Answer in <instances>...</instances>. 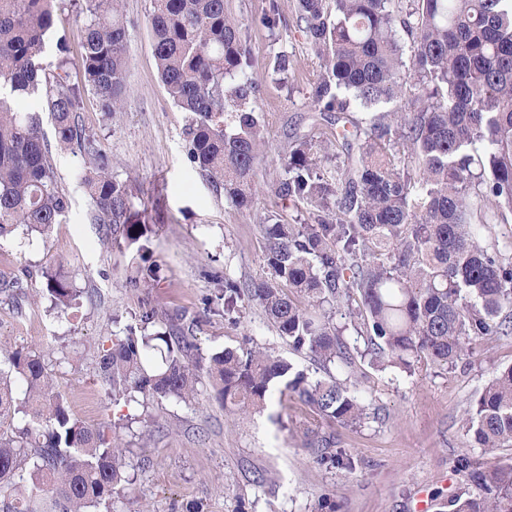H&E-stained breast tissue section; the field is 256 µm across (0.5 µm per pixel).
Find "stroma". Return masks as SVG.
I'll list each match as a JSON object with an SVG mask.
<instances>
[{"instance_id": "1", "label": "stroma", "mask_w": 512, "mask_h": 512, "mask_svg": "<svg viewBox=\"0 0 512 512\" xmlns=\"http://www.w3.org/2000/svg\"><path fill=\"white\" fill-rule=\"evenodd\" d=\"M228 3L246 28L252 56L247 75L260 84L254 105L265 116L268 156L256 170L253 206L237 209L188 160L185 115L158 75L152 0H123L131 23L123 109L101 112L89 93L79 123L107 156L112 175L132 185L134 211L153 225L149 247L160 280L151 288L129 286L138 253L112 245L105 228L91 223L81 183L86 158L57 146L52 122L43 118L42 134L70 207L48 239L20 230L0 238V271L20 277L27 292L19 308L0 298V343L40 351L75 418L120 426L128 480L113 493L111 512H188L192 506L199 512H315L324 500L336 512H417L421 501L428 512H439L442 503L470 488L457 460L481 451L463 418L495 369L512 363V335L472 342L449 368L422 359L407 374L359 363L356 391L371 395L379 410L359 426L329 423L294 395L276 394L264 411L228 417L205 380L196 404L165 399L145 407L113 400L95 374L99 344L133 324L146 302L165 323L195 336L201 357L256 345L291 356L310 375L319 373L311 359L290 355L256 305L243 304L229 315L205 305L217 278L243 286L267 277L261 218L310 223L305 207L275 194L289 143L305 136L324 145L336 136L335 123L320 119L312 104L321 60L298 18L297 0ZM273 12L280 23L271 29L264 18ZM281 52L290 59L284 76L273 70ZM55 258L82 291L79 304L62 316L40 296V271ZM308 431L333 434L353 468L317 464L304 446Z\"/></svg>"}]
</instances>
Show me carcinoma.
<instances>
[{
  "label": "carcinoma",
  "instance_id": "cac0c4a2",
  "mask_svg": "<svg viewBox=\"0 0 512 512\" xmlns=\"http://www.w3.org/2000/svg\"><path fill=\"white\" fill-rule=\"evenodd\" d=\"M58 2L0 0V237L20 227L47 237L70 206L39 113L15 107L39 96L57 143L88 158L91 222L106 227L112 243L136 247L143 264L130 284L149 287L160 271L148 256L153 228L77 121L87 91L103 112L122 107L128 24L121 0H83L80 85L68 72L71 46ZM152 4L154 56L166 93L187 116V157L215 190L247 209L265 140L264 116L251 105L257 84L235 81L251 67L243 23L227 0ZM298 13L322 61L313 105L344 122L336 144L302 137L282 163L277 196L305 205L314 223L266 217L259 229L269 277L245 287L226 280L206 305L222 301L229 314L244 296L256 302L289 349L308 355L326 377L312 378L259 347L215 353L207 373L229 416L263 410L278 388L333 424L361 425L378 408L351 394L331 368L368 357L411 374L422 356L452 367L471 341L512 335V255L493 239L512 217V0H298ZM399 28L411 40L408 60ZM50 40L53 69L44 63ZM412 77L419 89L410 111L376 112L365 127L350 118L351 105L391 102ZM399 144L415 156L414 171L396 163ZM341 153L346 163L328 176L325 163ZM41 277L53 308L64 313L77 304L81 291L62 262L51 261ZM0 293L26 295L21 278L2 274ZM341 307L345 322L338 323ZM158 322L157 308L144 306L137 325L98 349L112 400L197 398L202 360L193 337ZM350 330L364 347L349 343ZM6 420L0 512H89L125 481L119 434L69 413L41 353L0 346V425ZM464 427L485 461L458 459L473 490L451 498L449 512H512V464L497 460L498 450L512 448V364L497 369ZM332 445L326 436L306 441L318 464L351 467Z\"/></svg>",
  "mask_w": 512,
  "mask_h": 512
}]
</instances>
